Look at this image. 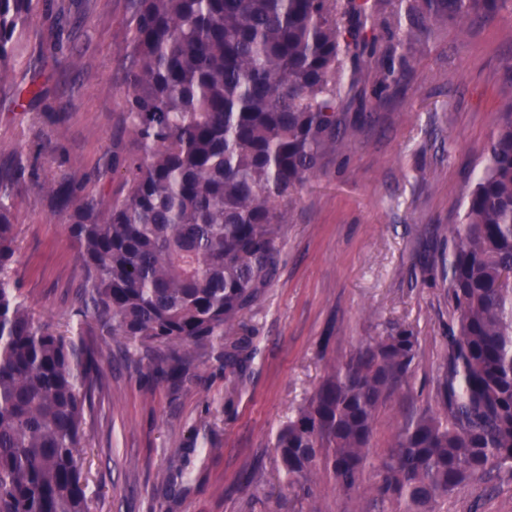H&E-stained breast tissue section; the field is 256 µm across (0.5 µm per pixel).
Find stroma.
Segmentation results:
<instances>
[{
    "mask_svg": "<svg viewBox=\"0 0 512 512\" xmlns=\"http://www.w3.org/2000/svg\"><path fill=\"white\" fill-rule=\"evenodd\" d=\"M391 9L382 0V50L364 80L371 121L278 206L280 261L239 329L257 350L246 369L228 375L204 364L193 384L175 389L97 337L107 385L93 398L79 460L91 512H288L272 448L277 429L330 362L393 324L414 328L420 352L403 395L376 416L373 456L406 417L434 409L448 325L443 239L483 167L500 105L512 97V12L465 29L437 24L406 47L402 86L383 90L384 48L398 38ZM130 18L129 0H96L91 12L64 19L40 14L15 72L35 77L40 95L26 98L21 112L11 93L0 92V169L19 157L28 173L16 204L14 278L35 315L72 338L78 252L65 211L41 185L65 176L105 205L119 192V179L105 170L134 149L121 128ZM58 29L81 54L80 68H71L68 53L40 51ZM96 171L103 179L84 184ZM253 469L260 480L245 485ZM372 497V475L348 497L324 480L315 505L379 512ZM442 512H512V479L478 494L462 489Z\"/></svg>",
    "mask_w": 512,
    "mask_h": 512,
    "instance_id": "stroma-1",
    "label": "stroma"
}]
</instances>
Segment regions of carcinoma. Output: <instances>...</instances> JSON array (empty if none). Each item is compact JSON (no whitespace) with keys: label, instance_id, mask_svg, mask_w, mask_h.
<instances>
[{"label":"carcinoma","instance_id":"obj_1","mask_svg":"<svg viewBox=\"0 0 512 512\" xmlns=\"http://www.w3.org/2000/svg\"><path fill=\"white\" fill-rule=\"evenodd\" d=\"M509 0H398L413 44L433 19L464 23ZM124 121L137 150L112 167L124 194L103 209L61 179L81 282L75 315L147 359L158 382L252 359L244 311L273 276L278 203L319 172L367 112L351 92L374 55L377 0H130ZM37 0H0V87ZM392 47L382 84L400 82ZM462 222L448 227V336L437 410L400 425L370 460L380 407L420 347L403 325L333 362L275 435L292 501L323 476L344 495L370 470L386 512H441L459 490L512 477V100L500 108ZM25 167L0 172V512H88L78 456L103 387L102 354L36 318L11 276Z\"/></svg>","mask_w":512,"mask_h":512}]
</instances>
